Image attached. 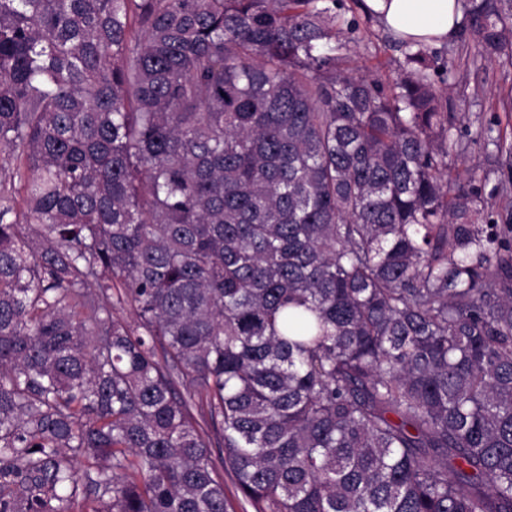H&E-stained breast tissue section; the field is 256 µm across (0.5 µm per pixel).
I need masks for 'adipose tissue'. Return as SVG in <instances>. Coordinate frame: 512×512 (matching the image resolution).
Wrapping results in <instances>:
<instances>
[{"instance_id": "obj_1", "label": "adipose tissue", "mask_w": 512, "mask_h": 512, "mask_svg": "<svg viewBox=\"0 0 512 512\" xmlns=\"http://www.w3.org/2000/svg\"><path fill=\"white\" fill-rule=\"evenodd\" d=\"M369 12L397 39L441 43L455 34L457 0H364Z\"/></svg>"}]
</instances>
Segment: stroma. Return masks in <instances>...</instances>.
Listing matches in <instances>:
<instances>
[{
    "label": "stroma",
    "instance_id": "35a3bbf8",
    "mask_svg": "<svg viewBox=\"0 0 512 512\" xmlns=\"http://www.w3.org/2000/svg\"><path fill=\"white\" fill-rule=\"evenodd\" d=\"M342 13L359 24L349 36L351 65L395 79L403 60L400 43L365 11L364 0H343ZM428 50L437 58L435 80L446 90L444 101L458 117L456 133L466 147L457 164L479 165V193L493 203L494 222L512 224V206L501 200L503 184L512 181V164L495 146L499 131L512 120L504 110L506 101L512 99V64L487 63L474 48L461 45L456 38L429 45Z\"/></svg>",
    "mask_w": 512,
    "mask_h": 512
}]
</instances>
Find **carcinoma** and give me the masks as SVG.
<instances>
[{
  "label": "carcinoma",
  "instance_id": "cac0c4a2",
  "mask_svg": "<svg viewBox=\"0 0 512 512\" xmlns=\"http://www.w3.org/2000/svg\"><path fill=\"white\" fill-rule=\"evenodd\" d=\"M328 1L0 0V512H512V224Z\"/></svg>",
  "mask_w": 512,
  "mask_h": 512
}]
</instances>
